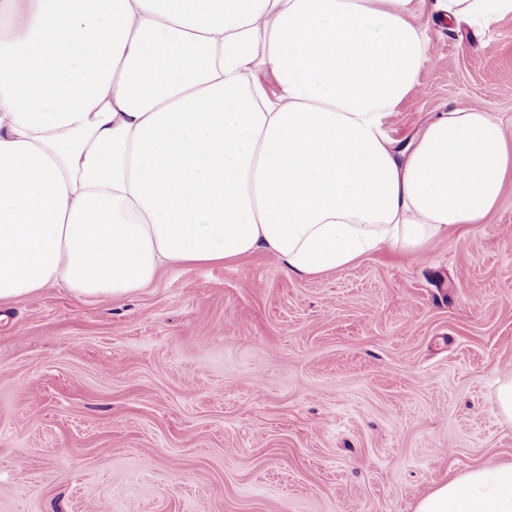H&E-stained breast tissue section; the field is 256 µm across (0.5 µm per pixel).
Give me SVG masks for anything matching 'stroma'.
<instances>
[{
    "mask_svg": "<svg viewBox=\"0 0 512 512\" xmlns=\"http://www.w3.org/2000/svg\"><path fill=\"white\" fill-rule=\"evenodd\" d=\"M397 140L458 102L512 143V15L428 7ZM512 180L482 223L317 278L258 253L167 267L97 302L51 286L0 306V512H413L512 461ZM429 8L439 19L448 21L450 29L461 23L489 28L512 15V0H430ZM496 407L507 425H512V372L500 376L496 390Z\"/></svg>",
    "mask_w": 512,
    "mask_h": 512,
    "instance_id": "1",
    "label": "stroma"
}]
</instances>
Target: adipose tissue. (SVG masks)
Instances as JSON below:
<instances>
[{"instance_id":"obj_1","label":"adipose tissue","mask_w":512,"mask_h":512,"mask_svg":"<svg viewBox=\"0 0 512 512\" xmlns=\"http://www.w3.org/2000/svg\"><path fill=\"white\" fill-rule=\"evenodd\" d=\"M418 0H0V303L104 301L166 265L263 252L323 275L481 223L512 175L498 118L457 106L404 145ZM488 28L512 0H430ZM415 512H512V462Z\"/></svg>"}]
</instances>
